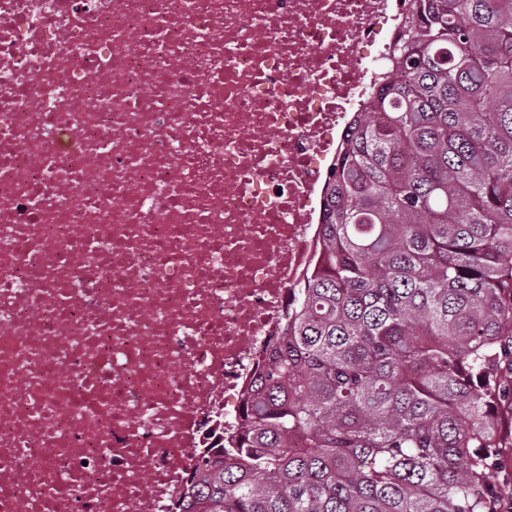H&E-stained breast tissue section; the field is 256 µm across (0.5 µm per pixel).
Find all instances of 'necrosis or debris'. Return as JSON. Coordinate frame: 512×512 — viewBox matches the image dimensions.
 <instances>
[{"instance_id": "1", "label": "necrosis or debris", "mask_w": 512, "mask_h": 512, "mask_svg": "<svg viewBox=\"0 0 512 512\" xmlns=\"http://www.w3.org/2000/svg\"><path fill=\"white\" fill-rule=\"evenodd\" d=\"M402 10L0 0V512H177Z\"/></svg>"}]
</instances>
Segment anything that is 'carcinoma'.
<instances>
[{
    "instance_id": "cac0c4a2",
    "label": "carcinoma",
    "mask_w": 512,
    "mask_h": 512,
    "mask_svg": "<svg viewBox=\"0 0 512 512\" xmlns=\"http://www.w3.org/2000/svg\"><path fill=\"white\" fill-rule=\"evenodd\" d=\"M310 269L181 512H496L512 383V0H404ZM296 437L305 447L288 446Z\"/></svg>"
}]
</instances>
